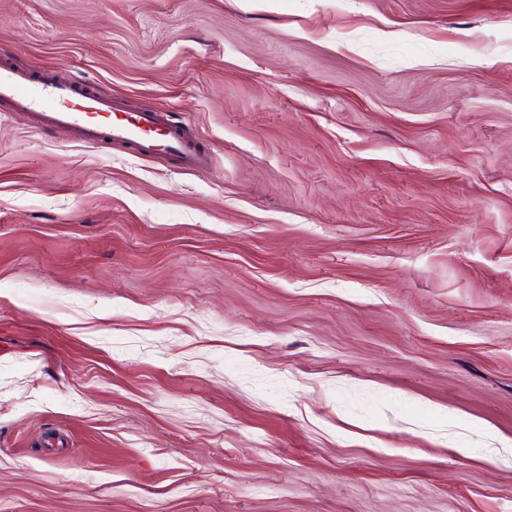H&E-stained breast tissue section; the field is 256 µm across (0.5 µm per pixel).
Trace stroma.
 <instances>
[{
	"label": "stroma",
	"mask_w": 512,
	"mask_h": 512,
	"mask_svg": "<svg viewBox=\"0 0 512 512\" xmlns=\"http://www.w3.org/2000/svg\"><path fill=\"white\" fill-rule=\"evenodd\" d=\"M0 512H512V0H0ZM29 114L36 129L67 131L84 144L108 142L140 158L165 157L186 173L212 167V153L189 129L164 112L128 111L115 98L97 93L85 78L68 71H44L39 77L0 58V99Z\"/></svg>",
	"instance_id": "1"
}]
</instances>
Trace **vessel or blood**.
<instances>
[{"label":"vessel or blood","mask_w":512,"mask_h":512,"mask_svg":"<svg viewBox=\"0 0 512 512\" xmlns=\"http://www.w3.org/2000/svg\"><path fill=\"white\" fill-rule=\"evenodd\" d=\"M1 98L28 113L38 129L63 130L89 145L108 142L141 158L165 157L186 173L204 172L212 166L210 149L188 126L172 121L163 112L128 111L72 72L48 70L36 77L2 57Z\"/></svg>","instance_id":"obj_1"}]
</instances>
